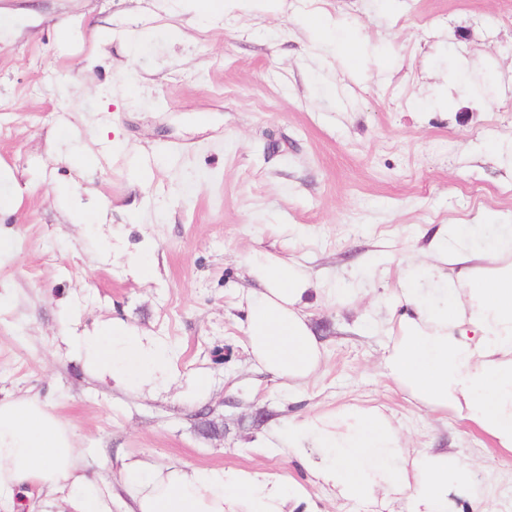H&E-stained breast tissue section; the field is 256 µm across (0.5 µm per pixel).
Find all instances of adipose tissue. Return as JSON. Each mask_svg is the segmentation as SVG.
<instances>
[{
    "label": "adipose tissue",
    "instance_id": "1",
    "mask_svg": "<svg viewBox=\"0 0 512 512\" xmlns=\"http://www.w3.org/2000/svg\"><path fill=\"white\" fill-rule=\"evenodd\" d=\"M421 265L407 268L389 300L404 311L388 328L383 368L418 407L473 423L512 453V230L473 249L466 226L433 235ZM243 292L248 351L296 390L318 372L323 349L301 307L313 283L298 264L271 254L247 260ZM72 348L99 379L139 389L166 384L171 355L160 338L125 320L84 330ZM335 498L399 512H451L449 491L469 490L471 464L448 451L409 448L379 407L345 403L290 421L278 434ZM71 434L34 399L0 401V512L36 493L37 512H112V492L79 472ZM130 512H293L288 479L234 469L146 472L127 462Z\"/></svg>",
    "mask_w": 512,
    "mask_h": 512
}]
</instances>
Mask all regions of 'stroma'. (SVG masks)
<instances>
[{
	"label": "stroma",
	"instance_id": "obj_1",
	"mask_svg": "<svg viewBox=\"0 0 512 512\" xmlns=\"http://www.w3.org/2000/svg\"><path fill=\"white\" fill-rule=\"evenodd\" d=\"M32 4L39 32L0 42V166L31 181L0 214L13 248L0 399H37L73 430L112 512H129L131 459L284 475L306 490L295 512H374L311 483L276 445L288 420L349 402L383 407L409 447L472 464L454 512H512V454L414 408L372 328L392 314L407 245L426 248L443 224L485 239L512 225V0H242L203 25L189 0H0ZM111 128L117 153L100 138ZM100 203L105 223L66 215ZM141 251L151 276L127 263ZM254 253L323 286L304 306L324 363L302 392L247 351ZM116 317L168 343L170 387L112 386L72 352L71 336ZM209 420L221 435L204 434Z\"/></svg>",
	"mask_w": 512,
	"mask_h": 512
}]
</instances>
